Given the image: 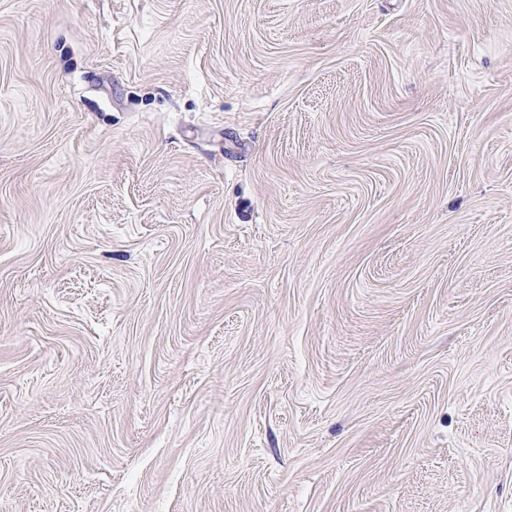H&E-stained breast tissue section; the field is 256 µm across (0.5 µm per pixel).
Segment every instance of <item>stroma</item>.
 <instances>
[{
	"label": "stroma",
	"instance_id": "1",
	"mask_svg": "<svg viewBox=\"0 0 512 512\" xmlns=\"http://www.w3.org/2000/svg\"><path fill=\"white\" fill-rule=\"evenodd\" d=\"M0 512H512V0H0Z\"/></svg>",
	"mask_w": 512,
	"mask_h": 512
}]
</instances>
